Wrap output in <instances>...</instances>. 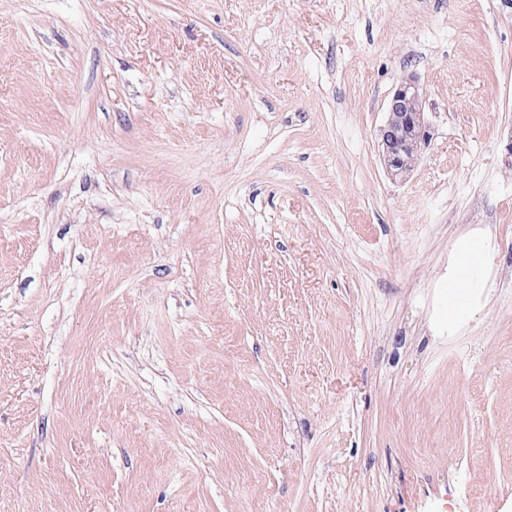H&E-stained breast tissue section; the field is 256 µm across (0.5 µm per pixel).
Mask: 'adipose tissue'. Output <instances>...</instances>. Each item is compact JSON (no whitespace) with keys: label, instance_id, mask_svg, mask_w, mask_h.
Segmentation results:
<instances>
[{"label":"adipose tissue","instance_id":"adipose-tissue-1","mask_svg":"<svg viewBox=\"0 0 512 512\" xmlns=\"http://www.w3.org/2000/svg\"><path fill=\"white\" fill-rule=\"evenodd\" d=\"M486 245L482 238L466 239L454 255V271L448 277V320H460L466 311V297L483 287L481 271L485 266Z\"/></svg>","mask_w":512,"mask_h":512}]
</instances>
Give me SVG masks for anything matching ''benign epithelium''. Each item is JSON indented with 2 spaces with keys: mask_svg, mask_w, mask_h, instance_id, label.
I'll list each match as a JSON object with an SVG mask.
<instances>
[{
  "mask_svg": "<svg viewBox=\"0 0 512 512\" xmlns=\"http://www.w3.org/2000/svg\"><path fill=\"white\" fill-rule=\"evenodd\" d=\"M425 95L412 75L404 77L390 97L384 124L379 129L380 158L387 175L404 180L430 140L424 112Z\"/></svg>",
  "mask_w": 512,
  "mask_h": 512,
  "instance_id": "1",
  "label": "benign epithelium"
}]
</instances>
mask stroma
<instances>
[{"instance_id":"35a3bbf8","label":"stroma","mask_w":512,"mask_h":512,"mask_svg":"<svg viewBox=\"0 0 512 512\" xmlns=\"http://www.w3.org/2000/svg\"><path fill=\"white\" fill-rule=\"evenodd\" d=\"M0 512H512V0H0ZM425 95L413 75L404 77L390 97L384 124L379 129L380 158L387 175L405 180L430 140V123L424 112ZM485 241L477 236L466 239L454 255V271L448 276V322L460 320L466 311V297L485 288L481 271L486 260Z\"/></svg>"}]
</instances>
